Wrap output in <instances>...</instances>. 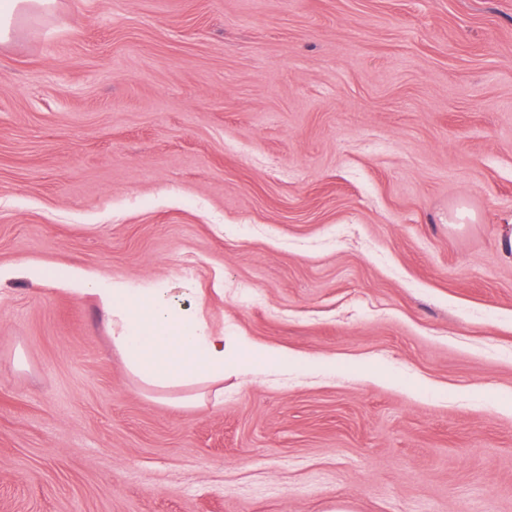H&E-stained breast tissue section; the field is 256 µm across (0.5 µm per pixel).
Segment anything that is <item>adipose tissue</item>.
<instances>
[{
    "label": "adipose tissue",
    "instance_id": "ef3b65f1",
    "mask_svg": "<svg viewBox=\"0 0 512 512\" xmlns=\"http://www.w3.org/2000/svg\"><path fill=\"white\" fill-rule=\"evenodd\" d=\"M67 282L74 295L93 297L114 318L119 332L112 344L145 387L199 386L221 381L228 372L284 369L290 362L278 350L261 349L249 338H229L213 330L201 310L177 309L168 289L118 280L105 286L96 275L81 271L71 273Z\"/></svg>",
    "mask_w": 512,
    "mask_h": 512
}]
</instances>
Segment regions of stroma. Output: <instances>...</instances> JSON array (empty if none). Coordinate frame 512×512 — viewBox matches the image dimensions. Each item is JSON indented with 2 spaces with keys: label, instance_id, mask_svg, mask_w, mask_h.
Returning <instances> with one entry per match:
<instances>
[{
  "label": "stroma",
  "instance_id": "obj_1",
  "mask_svg": "<svg viewBox=\"0 0 512 512\" xmlns=\"http://www.w3.org/2000/svg\"><path fill=\"white\" fill-rule=\"evenodd\" d=\"M0 268V512H512V0H57ZM73 270L316 365L159 396Z\"/></svg>",
  "mask_w": 512,
  "mask_h": 512
}]
</instances>
